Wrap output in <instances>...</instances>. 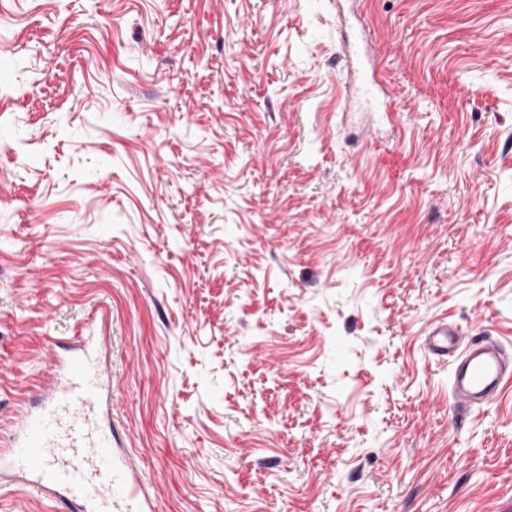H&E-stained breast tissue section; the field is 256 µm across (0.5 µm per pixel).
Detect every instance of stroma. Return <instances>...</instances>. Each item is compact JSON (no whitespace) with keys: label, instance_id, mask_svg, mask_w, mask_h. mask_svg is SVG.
Segmentation results:
<instances>
[{"label":"stroma","instance_id":"1","mask_svg":"<svg viewBox=\"0 0 512 512\" xmlns=\"http://www.w3.org/2000/svg\"><path fill=\"white\" fill-rule=\"evenodd\" d=\"M100 309L156 512H512V0H0V430ZM344 57L347 68L353 67L354 64H361L369 72L368 81L351 90V93L346 98L345 108L367 103L369 104L367 112H384V115L389 119L385 93L375 72L373 49L369 40L365 36L358 34L350 50L344 51ZM457 326L438 321L424 332V346L438 358L448 357L449 391L464 407L479 409L495 399L512 381V355L494 336L466 341Z\"/></svg>","mask_w":512,"mask_h":512}]
</instances>
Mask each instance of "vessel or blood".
Masks as SVG:
<instances>
[{"label":"vessel or blood","instance_id":"1","mask_svg":"<svg viewBox=\"0 0 512 512\" xmlns=\"http://www.w3.org/2000/svg\"><path fill=\"white\" fill-rule=\"evenodd\" d=\"M347 66L363 65L370 76L352 89L346 107L368 104L387 111L383 87L373 70V49L357 36L344 54ZM424 346L447 359L449 391L464 407L479 409L512 382V351L493 336L466 339L458 327L439 321L424 332ZM102 336H83L70 354L55 357L39 385L38 412L16 410L20 441H0V482L23 484L60 501L67 512H152L144 476L133 465L112 415V368Z\"/></svg>","mask_w":512,"mask_h":512}]
</instances>
